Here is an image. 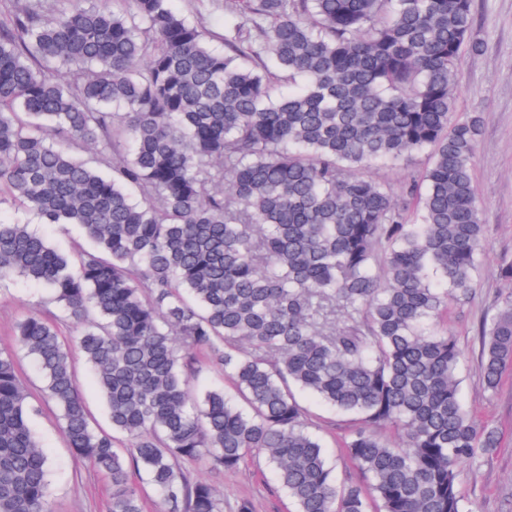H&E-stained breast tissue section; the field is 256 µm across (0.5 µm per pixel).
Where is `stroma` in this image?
Segmentation results:
<instances>
[{
    "label": "stroma",
    "mask_w": 512,
    "mask_h": 512,
    "mask_svg": "<svg viewBox=\"0 0 512 512\" xmlns=\"http://www.w3.org/2000/svg\"><path fill=\"white\" fill-rule=\"evenodd\" d=\"M476 24L485 47L481 55L464 56L457 72L456 110L479 112L484 117L473 171L486 224V247L480 274L469 303L454 310L451 322L464 355L460 396L479 420L502 434L500 448L479 464L466 465L463 487L481 512H512V372L499 391L486 393L480 379V345L476 330L485 314L494 311L501 296L512 291L502 280L503 258H512V0H475ZM46 290L18 279L0 292V348L16 350V323L35 308L55 312ZM313 420L340 479L356 471L338 443L348 425L327 406L310 403ZM33 427L51 451L52 512H108L109 487L100 476L82 466L67 448L53 405L39 403ZM224 500V512H233L245 499L252 512H294L286 493L278 487L264 462L247 461L233 473L199 471Z\"/></svg>",
    "instance_id": "35a3bbf8"
}]
</instances>
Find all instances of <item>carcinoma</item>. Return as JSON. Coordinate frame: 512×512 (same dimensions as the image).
<instances>
[{
	"label": "carcinoma",
	"mask_w": 512,
	"mask_h": 512,
	"mask_svg": "<svg viewBox=\"0 0 512 512\" xmlns=\"http://www.w3.org/2000/svg\"><path fill=\"white\" fill-rule=\"evenodd\" d=\"M170 2L0 0V202L82 238L0 217V289L34 282L61 312L17 336L67 447L109 512H143L134 474L158 512H224L184 465L260 457L296 512H479L461 466L501 434L460 398L448 322L484 249L483 117L455 111L458 63L484 50L473 0H225L222 52ZM415 152L397 192L365 175ZM478 336L494 394L512 294ZM206 366L233 392L200 386ZM305 395L350 417L363 482L337 479ZM35 413L1 348L0 512H51ZM73 366L76 374V381L80 387L86 405L90 410L95 421L105 430H111L110 424L104 414L101 394L94 384L89 368L81 354L75 353L73 356Z\"/></svg>",
	"instance_id": "cac0c4a2"
}]
</instances>
